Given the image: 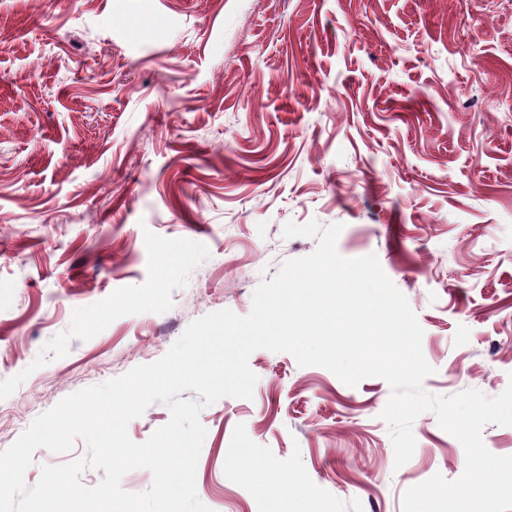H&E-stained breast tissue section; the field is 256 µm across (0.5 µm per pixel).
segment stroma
<instances>
[{
  "mask_svg": "<svg viewBox=\"0 0 512 512\" xmlns=\"http://www.w3.org/2000/svg\"><path fill=\"white\" fill-rule=\"evenodd\" d=\"M342 224L424 331L426 392L512 380V0H0V451ZM204 407L210 512H402L460 442L394 465L378 377L254 351Z\"/></svg>",
  "mask_w": 512,
  "mask_h": 512,
  "instance_id": "35a3bbf8",
  "label": "stroma"
}]
</instances>
